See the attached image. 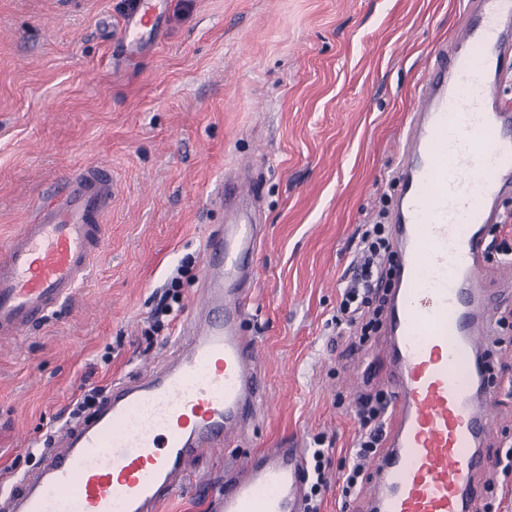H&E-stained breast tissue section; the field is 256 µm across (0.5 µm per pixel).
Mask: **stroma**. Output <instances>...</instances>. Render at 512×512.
Returning a JSON list of instances; mask_svg holds the SVG:
<instances>
[{"mask_svg":"<svg viewBox=\"0 0 512 512\" xmlns=\"http://www.w3.org/2000/svg\"><path fill=\"white\" fill-rule=\"evenodd\" d=\"M465 0H167L159 35L121 52L127 0H0V245L76 170L111 167L95 273L28 335L0 345V479L40 464L82 386L110 393L173 351L200 287L209 203L224 177L258 187L259 276L244 325L265 405L242 437L192 459L158 512H211L225 464L295 441L331 445L321 512L343 503L359 396L389 388L386 344L359 351L332 321L361 224L398 187L399 132L433 44ZM192 264L185 274L177 268ZM184 309L152 314L172 277ZM488 455L512 444V331Z\"/></svg>","mask_w":512,"mask_h":512,"instance_id":"stroma-1","label":"stroma"}]
</instances>
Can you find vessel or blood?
Listing matches in <instances>:
<instances>
[{
    "label": "vessel or blood",
    "instance_id": "vessel-or-blood-1",
    "mask_svg": "<svg viewBox=\"0 0 512 512\" xmlns=\"http://www.w3.org/2000/svg\"><path fill=\"white\" fill-rule=\"evenodd\" d=\"M158 14L157 0H140L125 40H141ZM415 100L390 211L399 256L383 327L391 413L366 512H477L497 477L481 450L496 399L484 356L499 313L485 296L484 248L512 198V0H466ZM114 189L111 168L79 169L0 248L1 342L46 321L88 280ZM239 195L228 177L210 202L232 209ZM257 238L248 216L210 232L176 351L60 429L41 468L0 490V512H152L193 457L242 431L264 402L256 341L243 332ZM306 471L301 446L260 449L225 476L216 512H305Z\"/></svg>",
    "mask_w": 512,
    "mask_h": 512
}]
</instances>
